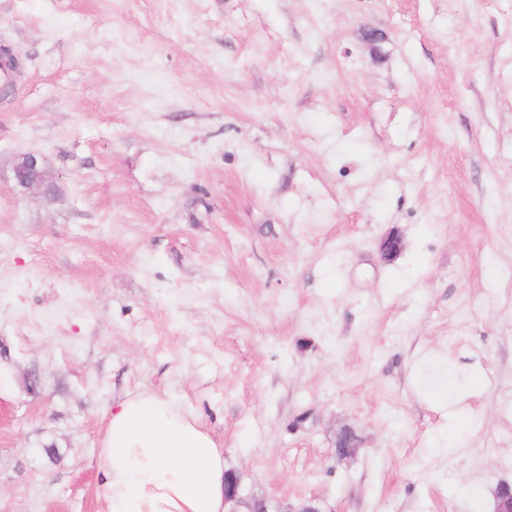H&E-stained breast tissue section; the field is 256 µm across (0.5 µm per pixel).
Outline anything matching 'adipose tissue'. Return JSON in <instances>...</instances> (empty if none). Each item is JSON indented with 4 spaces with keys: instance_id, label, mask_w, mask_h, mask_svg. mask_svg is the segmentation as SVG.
Returning a JSON list of instances; mask_svg holds the SVG:
<instances>
[{
    "instance_id": "1",
    "label": "adipose tissue",
    "mask_w": 512,
    "mask_h": 512,
    "mask_svg": "<svg viewBox=\"0 0 512 512\" xmlns=\"http://www.w3.org/2000/svg\"><path fill=\"white\" fill-rule=\"evenodd\" d=\"M97 466L104 512H225L231 473L200 417L151 390L113 401Z\"/></svg>"
}]
</instances>
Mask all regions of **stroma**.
Listing matches in <instances>:
<instances>
[{"instance_id":"1","label":"stroma","mask_w":512,"mask_h":512,"mask_svg":"<svg viewBox=\"0 0 512 512\" xmlns=\"http://www.w3.org/2000/svg\"><path fill=\"white\" fill-rule=\"evenodd\" d=\"M0 47V512H103V414L144 389L243 500L494 512L512 0H0ZM44 175H47L44 158L38 153L28 152L17 157L12 167L13 188L19 193L40 191L42 196L52 201L47 192L51 186L46 183Z\"/></svg>"}]
</instances>
